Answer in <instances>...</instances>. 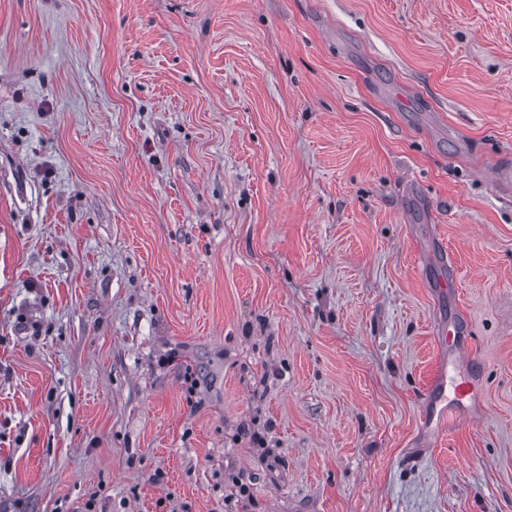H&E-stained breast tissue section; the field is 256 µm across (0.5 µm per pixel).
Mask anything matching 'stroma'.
Wrapping results in <instances>:
<instances>
[{
    "label": "stroma",
    "instance_id": "stroma-1",
    "mask_svg": "<svg viewBox=\"0 0 512 512\" xmlns=\"http://www.w3.org/2000/svg\"><path fill=\"white\" fill-rule=\"evenodd\" d=\"M505 164L512 0H0V512H512ZM464 333L462 325L456 319H448V329H444L439 335L440 345L448 349V370L447 366L441 372L440 378L432 387V391L438 396L441 392L445 394L448 379L447 371L449 374V368L457 369L467 365L468 361L465 357L468 355V345L460 340V337ZM450 381L454 398L444 407L441 419L446 423L468 416L480 404V386L478 380L469 375H458Z\"/></svg>",
    "mask_w": 512,
    "mask_h": 512
}]
</instances>
